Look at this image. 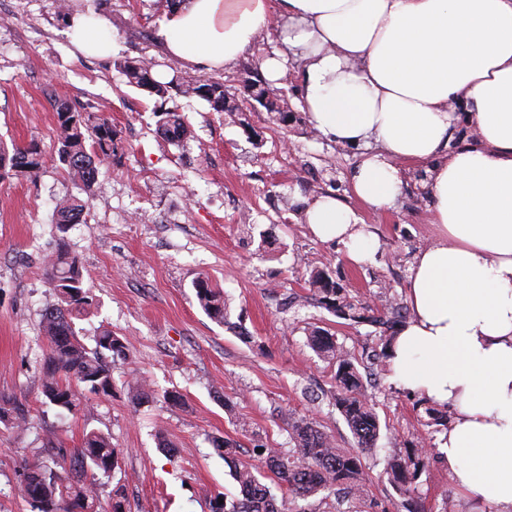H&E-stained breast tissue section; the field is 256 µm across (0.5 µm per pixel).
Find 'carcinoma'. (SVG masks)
<instances>
[{
  "instance_id": "carcinoma-1",
  "label": "carcinoma",
  "mask_w": 512,
  "mask_h": 512,
  "mask_svg": "<svg viewBox=\"0 0 512 512\" xmlns=\"http://www.w3.org/2000/svg\"><path fill=\"white\" fill-rule=\"evenodd\" d=\"M128 83L148 90L164 99L174 91L183 96H198L212 111L222 114L234 111L224 90V83L213 78L184 81L173 78L159 82L152 75L153 66L143 59H125L118 64ZM257 83L247 78L244 89L252 93ZM259 87V86H257ZM258 100L266 111L281 122L288 120V111L267 88L259 87ZM57 114V153L66 167L69 178L88 189L95 181L96 170L90 168L97 152L112 153V125L101 119L97 122L72 107L68 102L55 101ZM161 129L170 139H181L187 129L178 113L172 109L161 112ZM42 166L38 143L11 150L0 146V180L21 174H35ZM83 211L81 201L72 195L61 198L55 209V224L65 227L76 223ZM49 280L57 292L58 304L45 311L42 329L48 339L40 371L41 389L46 400L59 409L72 411L78 406V391L107 395L112 390V369L105 362L109 356L124 353L125 343L102 330L95 339V349L89 351L80 342L74 320L90 313L93 298L83 286L81 265L77 256L61 248L49 263ZM310 287L319 302L335 316L355 323H384V315L365 302L355 300L344 289L329 280L322 271L310 272ZM193 288L200 306L219 322L224 321V296L205 279L197 280ZM312 346L323 357L336 362V392L334 405L346 420L357 443L353 451L335 447L316 423L288 420V443L291 448H265L260 459L271 474V481L287 488L293 498H308L321 490L337 486L355 503L365 498L368 475L364 470L363 454L375 447L379 435V419L368 396L362 389L353 357L327 334L315 332L310 336ZM0 422L20 426L25 414L11 398L0 396ZM118 465L117 449L111 439L90 431L84 435L82 446L58 449L49 462L25 464L19 474L15 491L31 506L32 512H123L119 493L107 503L100 500L99 485L85 480L87 471L111 477ZM424 467V450L416 449L405 457L393 460L388 469L391 482L402 496L405 512H424L418 494L417 480ZM233 476L241 489V497L216 504L213 512H285L284 499L262 483L255 467L238 463Z\"/></svg>"
}]
</instances>
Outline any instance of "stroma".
<instances>
[{
	"label": "stroma",
	"mask_w": 512,
	"mask_h": 512,
	"mask_svg": "<svg viewBox=\"0 0 512 512\" xmlns=\"http://www.w3.org/2000/svg\"><path fill=\"white\" fill-rule=\"evenodd\" d=\"M106 15L112 54L92 58L71 44L57 0H0V143L37 142L42 167L0 180V396L28 412L22 426L0 423V512H31L15 496L24 464L49 460L53 445L80 447L84 433L110 435L119 466L102 500L122 491L127 512H212L215 496H236L232 463L211 439L237 441L239 459L257 464L254 448L288 445L286 416L314 421L336 447L356 441L334 405L336 365L315 352L318 329L358 362L380 421L369 474L367 512H392L400 495L387 480L392 459L429 448L417 481L425 512H468L467 495L448 475L439 448L443 427L429 424L423 397L399 389L382 348L380 327L336 317L314 299L312 268L325 270L350 297L384 308L407 301L415 255L434 239L422 167L412 168L395 207L374 213L353 195L350 175L360 151L317 133L294 75L300 55L269 90L291 110L273 120L248 99L243 81L283 39L276 23L219 78L238 104L217 114L197 97L161 100L132 87L118 68L126 58L152 59L157 70L193 79L170 59L157 31L164 0H74ZM107 119L112 154L98 157L81 223L59 229L58 199L75 193L57 155L55 100ZM180 112L187 137L168 140L161 107ZM331 194L371 224L380 240L374 259L350 262L342 246L320 242L302 220L306 205ZM80 261L94 308L77 321L94 348L102 329L126 345L112 365V393L84 394L73 413L47 403L39 371L48 349L42 317L56 302L48 264L60 245ZM208 278L224 292V321L200 307L193 283ZM146 384L147 402L130 389ZM180 395L171 405L168 393Z\"/></svg>",
	"instance_id": "35a3bbf8"
}]
</instances>
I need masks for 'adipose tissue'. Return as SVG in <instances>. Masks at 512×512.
<instances>
[{"label": "adipose tissue", "mask_w": 512, "mask_h": 512, "mask_svg": "<svg viewBox=\"0 0 512 512\" xmlns=\"http://www.w3.org/2000/svg\"><path fill=\"white\" fill-rule=\"evenodd\" d=\"M278 17L304 61L296 78L313 128L362 150L353 194L387 211L410 168L426 169L435 242L410 268L392 380L453 409L441 453L473 512H512V0H177L157 37L215 74ZM69 36L82 53H112L106 17L72 16ZM463 116L476 138L449 148ZM304 219L353 263L380 248L335 196Z\"/></svg>", "instance_id": "obj_1"}]
</instances>
